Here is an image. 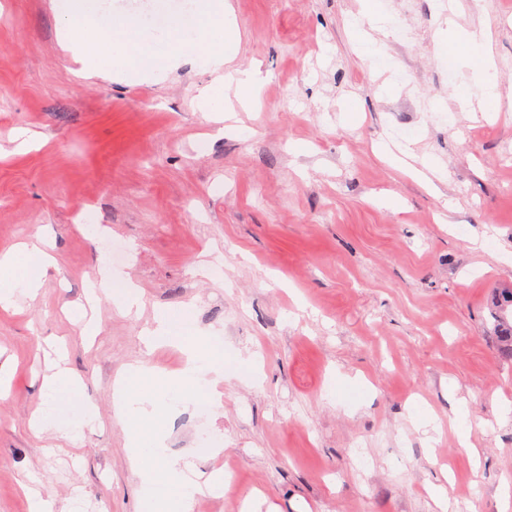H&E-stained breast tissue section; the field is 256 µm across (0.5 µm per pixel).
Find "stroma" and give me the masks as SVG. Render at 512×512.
<instances>
[{
	"label": "stroma",
	"instance_id": "35a3bbf8",
	"mask_svg": "<svg viewBox=\"0 0 512 512\" xmlns=\"http://www.w3.org/2000/svg\"><path fill=\"white\" fill-rule=\"evenodd\" d=\"M229 2L259 91L220 126L195 108L211 73L112 76L62 47L52 0H0V252L38 231L56 258L35 301L0 310V512H29L24 472L56 512L77 494L84 512H138L114 381L138 360L181 368L179 350L147 351L140 333L154 310L187 302L224 369V407H178L166 443L231 483L193 512H441L438 485L448 512H500L512 364L490 306L512 287V107L460 110L452 93L471 71L447 66L437 42L452 23L490 25L512 96V0H447L444 16L415 0L409 42L387 29L356 40L362 0ZM370 42L383 65L365 60ZM20 132L35 149L19 150ZM409 139L432 186L381 150ZM110 242L125 253L108 264L113 281L138 286L145 308L126 316L101 300L90 339L65 308L84 301ZM205 261L222 282L198 273ZM58 362L100 415L75 446L31 422ZM462 405L476 468L455 430ZM417 410L439 433L412 425Z\"/></svg>",
	"mask_w": 512,
	"mask_h": 512
}]
</instances>
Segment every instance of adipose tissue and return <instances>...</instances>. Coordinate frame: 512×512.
I'll return each instance as SVG.
<instances>
[{"label":"adipose tissue","mask_w":512,"mask_h":512,"mask_svg":"<svg viewBox=\"0 0 512 512\" xmlns=\"http://www.w3.org/2000/svg\"><path fill=\"white\" fill-rule=\"evenodd\" d=\"M439 49L449 59L466 58L476 79L473 85L459 88L454 99L460 108L478 103L481 111L496 112L503 105V97L497 80V65L492 32L484 26L460 29L442 40ZM46 242L40 235H33L22 244L20 250L0 253V306H16L20 298H36L42 277L53 263L45 249ZM83 387L81 379L68 369L61 368L46 376L42 384V406L35 418V429L40 433H52L71 443H78L86 427L97 419L92 404L78 402ZM72 398V418L61 422L58 408L64 398Z\"/></svg>","instance_id":"obj_1"}]
</instances>
